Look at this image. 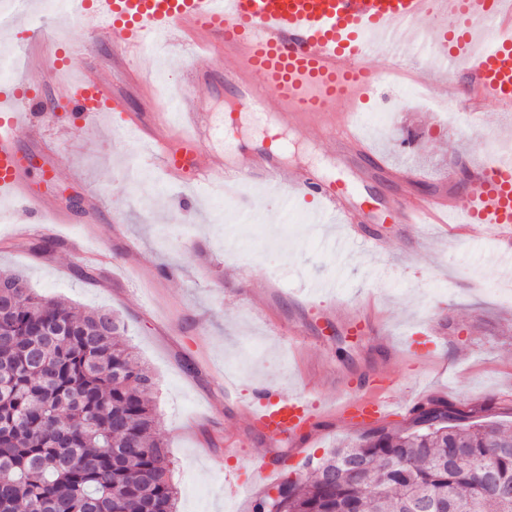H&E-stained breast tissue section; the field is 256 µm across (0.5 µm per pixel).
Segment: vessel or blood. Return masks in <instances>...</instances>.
Wrapping results in <instances>:
<instances>
[{
  "label": "vessel or blood",
  "instance_id": "vessel-or-blood-1",
  "mask_svg": "<svg viewBox=\"0 0 512 512\" xmlns=\"http://www.w3.org/2000/svg\"><path fill=\"white\" fill-rule=\"evenodd\" d=\"M426 19L433 27L418 33V22ZM76 23L94 35L116 30L112 53L127 62L148 49L165 54L181 46L201 50L204 64L190 71L187 85L163 94L139 80L140 109L131 112L107 80L90 74L63 103L42 98L45 86L57 81L62 60L55 52L32 57L29 76L0 96V195L30 224L44 223L50 214L46 197L26 182L29 159L18 147L38 111L63 114L70 129L86 125L103 108L126 113L129 130L159 148V161L174 180L217 187L258 182L291 202L314 200L324 215L339 218L346 241H364L377 253L390 248V239L367 231L365 208L352 205L342 184L308 170L285 173L270 147L242 162L209 149L217 127L237 123L238 115L202 111L197 91L224 79L242 106L283 126L317 127L345 157L369 159L390 177L393 169L363 145L355 117L381 76L401 65L400 47L422 41L442 49L443 32L450 29L459 35L457 52L466 56L463 99L470 127L483 126L485 103L512 112V0H87ZM390 218L403 236L422 224L439 226L452 237L483 227L501 256L511 259L512 159L469 166L462 201L442 193H409ZM328 315L348 332L379 330L370 303L353 307L340 301ZM394 387V379L375 368L357 379H341L330 409L305 393H270L253 401L247 412L267 452L249 479L227 477L226 490L239 495L273 484L286 461L285 445L320 436L329 418L355 426L386 418L397 403Z\"/></svg>",
  "mask_w": 512,
  "mask_h": 512
}]
</instances>
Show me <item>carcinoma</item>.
I'll use <instances>...</instances> for the list:
<instances>
[{"instance_id": "carcinoma-1", "label": "carcinoma", "mask_w": 512, "mask_h": 512, "mask_svg": "<svg viewBox=\"0 0 512 512\" xmlns=\"http://www.w3.org/2000/svg\"><path fill=\"white\" fill-rule=\"evenodd\" d=\"M0 512H177L152 371L105 310L73 312L13 273L0 284ZM512 424L430 399L414 430L331 449L254 512H512Z\"/></svg>"}]
</instances>
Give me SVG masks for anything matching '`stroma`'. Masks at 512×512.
Segmentation results:
<instances>
[{"label": "stroma", "instance_id": "stroma-1", "mask_svg": "<svg viewBox=\"0 0 512 512\" xmlns=\"http://www.w3.org/2000/svg\"><path fill=\"white\" fill-rule=\"evenodd\" d=\"M34 31L42 38L33 48L37 55L47 53L51 38L60 34L74 46L86 41L65 11L43 7L0 32V52L16 51ZM114 37L110 30L98 34L92 51L73 58L47 97H66L79 69L88 66L133 96L127 72L112 58ZM198 63L179 48L169 57L146 54L138 66L165 88L182 84L186 70ZM405 71L429 73L446 85V98L415 97L405 93L403 79L387 80L364 109L362 132L387 164L418 172L424 182L376 176L340 157L313 127L282 131L286 168L311 169L356 196L372 190L384 211L403 193L428 191V179L443 171L459 179L469 164L495 161V153L481 147L484 134L512 148V112L487 106L489 131L466 128L458 103L462 75L445 53L412 59ZM269 128L245 112L212 145L250 155L265 144ZM50 167L57 174L43 181ZM32 171L50 205L64 208L91 192L100 196L103 211L92 216L75 210L71 223L45 224L22 238L0 223V273L22 274L41 295L81 310L108 309L122 321L126 342L157 379L152 400L173 461L178 512H253L264 488L249 498L224 497L227 470L248 475L264 450L242 406L264 389L298 394L309 372L322 378L320 392L331 398L336 389L327 382L330 372L379 366L396 376L398 399L418 390L467 412L487 410L512 420V301L490 294L507 264L483 229L455 241L430 224L393 237L387 253L354 243L339 256L328 245L330 236L340 234L339 224L323 222L312 204L284 207L254 184L225 190L168 180L154 153L129 138L118 112L98 113L90 127L67 132L58 164L41 158ZM69 237L80 239L89 253L103 254V261L91 264L74 254L65 243ZM44 239L53 241L52 252L35 253L34 245ZM321 282L335 283L336 296L351 302L375 294L384 325L379 339L349 335L293 304V294ZM435 320L448 328L438 346L427 338ZM290 325L306 332L303 352L288 340ZM228 381L240 406L224 404ZM361 434V428L335 422L289 451L285 468L307 477L311 461Z\"/></svg>", "mask_w": 512, "mask_h": 512}]
</instances>
